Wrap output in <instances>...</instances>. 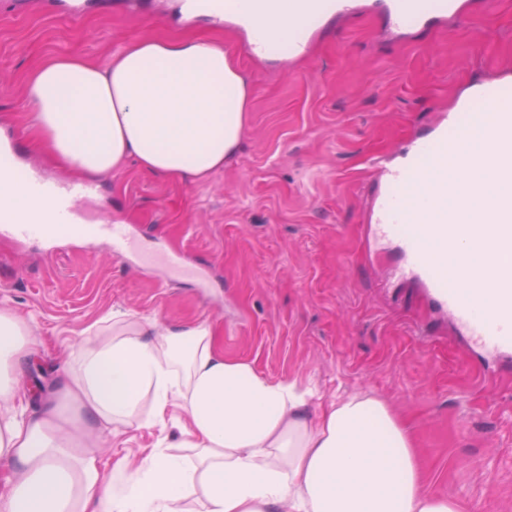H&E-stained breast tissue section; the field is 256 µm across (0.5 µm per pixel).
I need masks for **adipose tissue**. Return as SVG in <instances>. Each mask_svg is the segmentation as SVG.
<instances>
[{
	"mask_svg": "<svg viewBox=\"0 0 512 512\" xmlns=\"http://www.w3.org/2000/svg\"><path fill=\"white\" fill-rule=\"evenodd\" d=\"M269 27L296 29L292 0H224ZM32 106L20 147L93 178L127 162L183 182L209 178L237 152L250 85L221 42L146 37L106 67L54 56L27 75ZM432 259L471 283L482 246ZM37 351L29 323L0 307V512H461L427 492L406 424L378 396H337L312 413L311 390L225 358L214 328L156 330L134 319L98 327L62 361V379L28 411L22 368ZM183 412L179 448L129 469L103 442L132 422Z\"/></svg>",
	"mask_w": 512,
	"mask_h": 512,
	"instance_id": "1",
	"label": "adipose tissue"
}]
</instances>
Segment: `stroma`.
Segmentation results:
<instances>
[{
  "mask_svg": "<svg viewBox=\"0 0 512 512\" xmlns=\"http://www.w3.org/2000/svg\"><path fill=\"white\" fill-rule=\"evenodd\" d=\"M78 17L52 0H0V130L16 136L31 107L29 71L54 54L107 64L143 37L192 30L220 38L250 81L237 153L202 182L127 163L98 177L87 220L122 221L136 253L61 239L0 238V305L28 319L38 354L25 382L51 389L59 355L110 313L158 327L207 323L225 357L315 387L316 402L366 390L412 431L428 490L463 512L487 499L512 512V362L467 350L396 273L390 247L367 248L374 158L426 134L476 82L512 69V0H476L457 23L396 35L384 16H329L298 33L302 57L253 56L207 16L186 23L176 0H88ZM179 251L197 276L139 270L136 255ZM179 439L173 423L131 424L104 453L137 466Z\"/></svg>",
  "mask_w": 512,
  "mask_h": 512,
  "instance_id": "obj_1",
  "label": "stroma"
}]
</instances>
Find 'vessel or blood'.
<instances>
[{"instance_id":"obj_1","label":"vessel or blood","mask_w":512,"mask_h":512,"mask_svg":"<svg viewBox=\"0 0 512 512\" xmlns=\"http://www.w3.org/2000/svg\"><path fill=\"white\" fill-rule=\"evenodd\" d=\"M397 34L431 21L454 22L466 14L464 0H374ZM300 20L317 21L323 15L351 12L353 0H293ZM512 99V73L505 71L488 86H475L423 137L413 140L396 161L376 162L381 187L372 210V237L397 246L403 277L421 284L430 305L446 316L467 343L484 353L512 361V272L492 264L488 285L462 287L459 279L440 273L431 263L432 242L456 251L480 243L488 251L512 245V197L490 199L485 185L473 178V168L492 164L495 178L512 182V109L496 112L485 123L481 105ZM482 126L490 155L474 156L463 164L449 146L460 127ZM31 197L47 203L38 216H0V236L21 241L52 240V227L87 240L106 241L113 250L129 252L134 240L128 225L87 224L78 206L92 197L91 182L58 183L40 176L22 177ZM470 211L469 223L456 221L460 208ZM142 267L163 265L180 276L193 275L186 256L171 252L142 259Z\"/></svg>"}]
</instances>
